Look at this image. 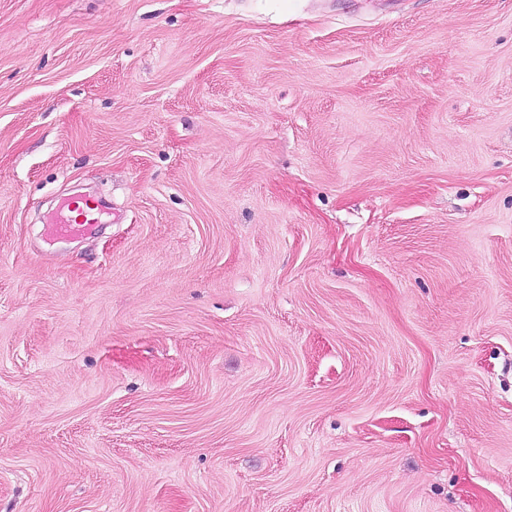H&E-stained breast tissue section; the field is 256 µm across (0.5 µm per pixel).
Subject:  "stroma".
<instances>
[{"label": "stroma", "mask_w": 512, "mask_h": 512, "mask_svg": "<svg viewBox=\"0 0 512 512\" xmlns=\"http://www.w3.org/2000/svg\"><path fill=\"white\" fill-rule=\"evenodd\" d=\"M0 512H512V0H0Z\"/></svg>", "instance_id": "obj_1"}]
</instances>
